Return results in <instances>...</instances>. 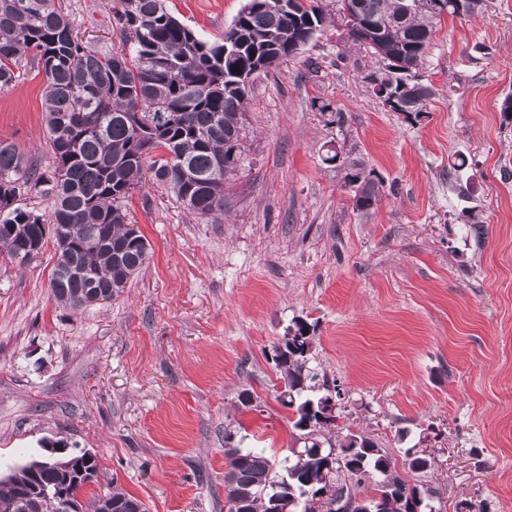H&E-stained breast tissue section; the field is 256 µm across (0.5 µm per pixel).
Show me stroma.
<instances>
[{
    "instance_id": "stroma-1",
    "label": "stroma",
    "mask_w": 512,
    "mask_h": 512,
    "mask_svg": "<svg viewBox=\"0 0 512 512\" xmlns=\"http://www.w3.org/2000/svg\"><path fill=\"white\" fill-rule=\"evenodd\" d=\"M244 3L166 0L209 42ZM321 4L313 41L253 80L222 221L161 186L134 192L149 255L120 297L78 312L49 292L52 246L25 266L0 255L1 473L59 441L97 455L92 493L114 483L150 512H225V434L292 456L270 354L304 320L310 365L341 384L357 431L398 462L439 433L426 480L444 512L465 499L512 512V0L445 18L419 70L434 91L420 114L370 92L380 63L348 40L336 0ZM115 5L62 0L106 49L120 41ZM44 87L28 65L0 92V141L32 158ZM335 149L381 180L369 212L325 164ZM472 218L481 240L461 231Z\"/></svg>"
}]
</instances>
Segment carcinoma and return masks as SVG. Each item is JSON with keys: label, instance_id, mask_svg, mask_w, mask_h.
Returning <instances> with one entry per match:
<instances>
[{"label": "carcinoma", "instance_id": "cac0c4a2", "mask_svg": "<svg viewBox=\"0 0 512 512\" xmlns=\"http://www.w3.org/2000/svg\"><path fill=\"white\" fill-rule=\"evenodd\" d=\"M361 22L348 39L379 62H391L390 97L396 112L424 111L432 97L418 71L442 18L424 0H350ZM115 19L122 45L91 46L55 0H0V92L18 78L26 57L44 71L45 152L41 166L13 144L0 141V254L18 255L34 245L69 242L66 262L56 261L49 282L59 305L79 311L90 293L105 304L119 297L143 266L149 243L131 227L126 202L145 185L163 186L204 222L224 216V181L241 159L238 131L255 56L276 66L311 41L325 21L319 0H247L224 31L237 35V50L224 59V42L209 43L172 15L165 0H118ZM157 151L150 155L144 146ZM338 168L358 176L354 208L370 210L382 183L350 159ZM45 202L40 212L35 204ZM315 336L307 325L284 341L274 361L281 384L277 399L291 410L295 459L278 466L265 448L231 445L224 434V501L242 512H320L326 488L367 501L371 512H442L437 492L418 480L435 465L412 446L402 469L378 442L339 421L319 417L328 381L312 372ZM93 462L82 472L47 469L43 481L68 480L67 492L83 512L137 501L117 486L80 503L81 490L98 482ZM28 466L0 478V512H53L43 492L29 489Z\"/></svg>", "mask_w": 512, "mask_h": 512}]
</instances>
